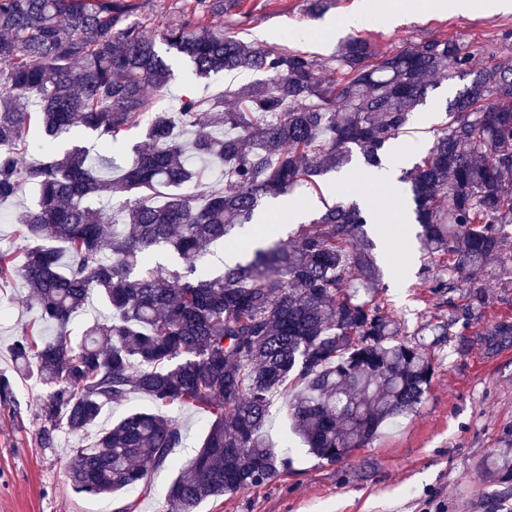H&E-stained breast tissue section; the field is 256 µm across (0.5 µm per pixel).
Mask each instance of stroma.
<instances>
[{
	"label": "stroma",
	"mask_w": 512,
	"mask_h": 512,
	"mask_svg": "<svg viewBox=\"0 0 512 512\" xmlns=\"http://www.w3.org/2000/svg\"><path fill=\"white\" fill-rule=\"evenodd\" d=\"M363 5L364 0H336L321 17L307 13L305 0H232L212 22L245 41L320 58L333 55L350 35L383 52L451 37L474 51L476 64L512 65V13H424L394 27L375 18L350 34L325 33L326 19L341 20ZM255 79L247 72L199 79L180 63L167 89L156 94V107L171 111L185 97L232 92ZM436 82L405 134L415 163L431 147L434 127L445 123L448 102L463 86L461 80L441 76ZM392 221L386 211L366 228L382 270L374 296L407 331L446 321L448 306L432 291L439 267L420 251L415 238L419 224H412L409 239L381 234L380 225ZM407 248L415 251L416 261L404 268L400 261ZM485 292L487 302L477 323L455 325L448 341L433 347L431 385L408 417L384 426L371 445L328 464L307 453L281 405H274L262 433L291 458V466L262 486L206 500L198 512H512V493H500L479 474L482 460L497 453L512 430V335L496 333L501 325H512V293L498 288L493 275L485 279ZM27 293L21 280L0 282V372L12 373L7 348L36 318ZM39 392L35 380L19 379V410L0 406V512H117L131 500L137 501L138 512H153L164 503L176 477L170 468L151 474L147 494L131 490L112 498L75 493L68 464L81 439L61 431L54 447L41 446Z\"/></svg>",
	"instance_id": "1"
}]
</instances>
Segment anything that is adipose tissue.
<instances>
[{
	"mask_svg": "<svg viewBox=\"0 0 512 512\" xmlns=\"http://www.w3.org/2000/svg\"><path fill=\"white\" fill-rule=\"evenodd\" d=\"M422 9L435 13L449 9L461 14L478 13L492 16L512 12V0H397L396 5L388 8L371 0L364 10L348 15L341 26L348 30L358 28L376 16L381 17L384 23L395 24ZM408 155L409 150L404 143H394L387 159L371 172L370 179L374 189L362 196L368 208L382 210L383 201L388 198L395 203L396 214L404 215L405 210L399 204L400 197L397 193V174Z\"/></svg>",
	"mask_w": 512,
	"mask_h": 512,
	"instance_id": "1",
	"label": "adipose tissue"
}]
</instances>
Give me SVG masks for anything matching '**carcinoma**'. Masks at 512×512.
<instances>
[{
    "label": "carcinoma",
    "instance_id": "obj_1",
    "mask_svg": "<svg viewBox=\"0 0 512 512\" xmlns=\"http://www.w3.org/2000/svg\"><path fill=\"white\" fill-rule=\"evenodd\" d=\"M135 11L130 0H0V203L26 186L38 194L15 217L20 246L0 249V281L22 280L38 313L10 346L15 376L0 373V405L17 408L15 377H33L42 447L62 430L88 439L70 459L73 491L145 494L148 475L169 467L168 512H197L290 467L262 434L275 398L308 453L333 464L414 411L434 373L428 344L371 294L381 273L363 227L374 217L358 204L325 205L287 240L277 224L246 239L232 231L254 223L263 199L343 167L355 149L377 165L433 76L466 80L404 177L441 267L433 289L448 296V321L431 331L446 341L485 305L489 260L512 288V66L477 68L451 38L380 54L356 37L329 61L272 51L211 25L224 0H183L157 26L130 20ZM159 42L200 78L264 79L229 104L189 97L154 112L148 91L174 76ZM330 68L339 78H323ZM146 115L117 165L124 133ZM24 154L37 158L22 164ZM197 162L224 170L227 188L203 183ZM104 194L125 201L116 208ZM214 243L241 252L216 276L199 263ZM95 295L109 316L73 343L68 327ZM40 323L56 336L41 338ZM133 394L156 410L97 428ZM172 406L207 418L186 460L171 457L184 446ZM481 471L512 489L511 438Z\"/></svg>",
    "mask_w": 512,
    "mask_h": 512
}]
</instances>
